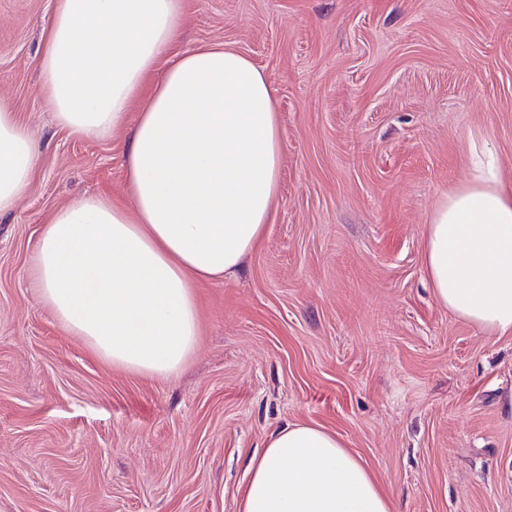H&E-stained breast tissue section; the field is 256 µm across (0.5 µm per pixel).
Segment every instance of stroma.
<instances>
[{
  "instance_id": "stroma-1",
  "label": "stroma",
  "mask_w": 512,
  "mask_h": 512,
  "mask_svg": "<svg viewBox=\"0 0 512 512\" xmlns=\"http://www.w3.org/2000/svg\"><path fill=\"white\" fill-rule=\"evenodd\" d=\"M55 0H0V106L38 145L0 215V512H240L283 427L336 433L394 512H512V335L441 306L424 267L436 200L480 134L512 180V0H184L178 55L228 44L268 77L283 140L275 220L199 284L182 370L97 357L38 298L40 231L86 194L126 202L137 122L57 125L38 59Z\"/></svg>"
}]
</instances>
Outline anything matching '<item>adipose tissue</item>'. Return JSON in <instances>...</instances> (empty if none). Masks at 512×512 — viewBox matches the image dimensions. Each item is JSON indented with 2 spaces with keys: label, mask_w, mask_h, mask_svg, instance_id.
<instances>
[{
  "label": "adipose tissue",
  "mask_w": 512,
  "mask_h": 512,
  "mask_svg": "<svg viewBox=\"0 0 512 512\" xmlns=\"http://www.w3.org/2000/svg\"><path fill=\"white\" fill-rule=\"evenodd\" d=\"M183 0H56L39 58L58 125L108 138L134 102L130 206L102 195L59 208L32 265L42 303L112 366L167 377L194 354L196 284L235 272L272 223L283 147L273 89L233 48H170ZM163 81L143 88L158 64ZM463 182L434 205L424 265L435 298L487 335L512 334V182L486 139L469 137ZM38 159L0 107V215L17 208ZM240 512H392L388 494L337 434L283 428L253 460Z\"/></svg>",
  "instance_id": "adipose-tissue-1"
}]
</instances>
